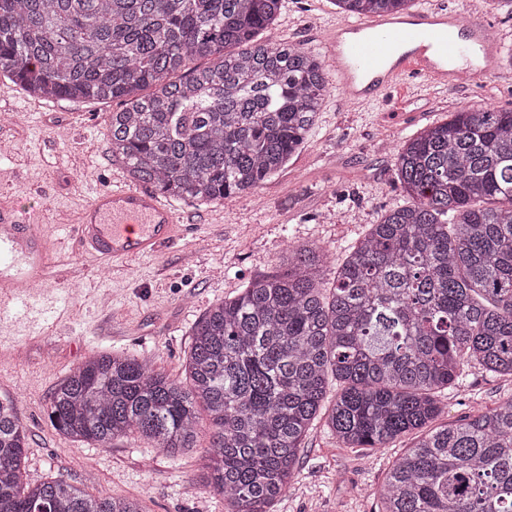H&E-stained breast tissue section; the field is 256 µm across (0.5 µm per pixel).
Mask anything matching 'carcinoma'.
<instances>
[{"instance_id":"carcinoma-1","label":"carcinoma","mask_w":512,"mask_h":512,"mask_svg":"<svg viewBox=\"0 0 512 512\" xmlns=\"http://www.w3.org/2000/svg\"><path fill=\"white\" fill-rule=\"evenodd\" d=\"M283 0H0V73L31 96L116 101L112 158L161 195L217 202L254 193L315 126L332 81L321 55L261 41ZM349 17L413 0H334ZM407 200L330 269L288 246L196 322L186 377L96 354L61 379L54 427L107 449L137 436L169 456L209 417L206 487L227 512H268L320 423L344 448L421 432L371 495L379 512H512V396L429 428L465 371L512 376V110L461 107L397 153ZM336 382L327 397L330 380ZM15 399L0 393V512H145L28 476Z\"/></svg>"}]
</instances>
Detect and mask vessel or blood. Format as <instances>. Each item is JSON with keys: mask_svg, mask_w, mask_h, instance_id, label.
Returning a JSON list of instances; mask_svg holds the SVG:
<instances>
[{"mask_svg": "<svg viewBox=\"0 0 512 512\" xmlns=\"http://www.w3.org/2000/svg\"><path fill=\"white\" fill-rule=\"evenodd\" d=\"M327 64L350 104L370 102L411 76L456 88L462 76H491L499 44L479 15L435 5L404 16L381 15L336 25L325 42ZM178 214L156 193L124 185L98 193L72 224L75 254L98 263L157 254L179 237ZM43 225L0 203V312L22 311L31 289L63 287L71 262L55 259Z\"/></svg>", "mask_w": 512, "mask_h": 512, "instance_id": "vessel-or-blood-1", "label": "vessel or blood"}]
</instances>
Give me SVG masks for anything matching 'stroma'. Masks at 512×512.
I'll return each mask as SVG.
<instances>
[{
  "instance_id": "obj_1",
  "label": "stroma",
  "mask_w": 512,
  "mask_h": 512,
  "mask_svg": "<svg viewBox=\"0 0 512 512\" xmlns=\"http://www.w3.org/2000/svg\"><path fill=\"white\" fill-rule=\"evenodd\" d=\"M480 14L501 51L512 49V15L490 0H438ZM339 18L332 0H283L268 38L323 52ZM330 86L319 118L287 167L251 195L217 203L172 200L187 228L154 256L120 260L100 268L78 259L71 289L56 291L43 318L0 315V391L15 399L28 433L26 468L35 477L61 476L89 494L141 499L146 512H224V500L205 486L203 450L197 445L169 456L134 437L100 449L53 428L48 418L56 383L88 357L106 351L154 360L178 377L190 331L214 303L237 295L247 282L280 269L279 257L294 243L326 247L340 263L378 215L403 203L396 154L429 124L446 121L455 108L489 104L512 109V68L457 89L404 81L363 105L341 107ZM0 108L23 116L6 135L9 156L0 157V200L35 191L36 218L71 255L70 226L98 192L125 181L114 162L105 119L115 103L52 100L37 105L21 86L0 75ZM512 396V377L469 369L466 386L441 397L439 423H453ZM414 442L405 436L378 451L338 447L322 426L303 440L298 476L270 512H376L365 493L381 484L394 460Z\"/></svg>"
}]
</instances>
